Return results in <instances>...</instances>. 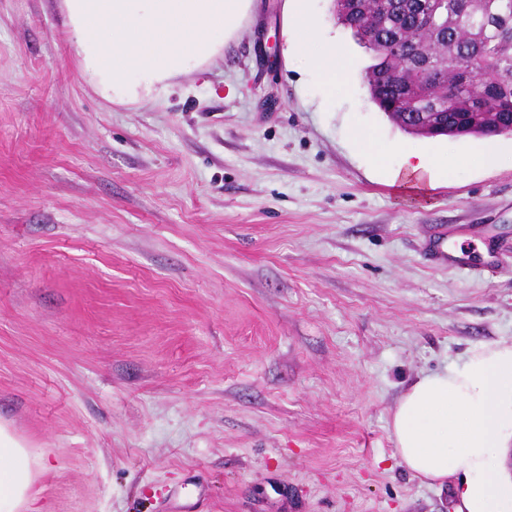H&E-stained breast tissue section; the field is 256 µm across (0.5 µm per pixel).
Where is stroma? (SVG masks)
Instances as JSON below:
<instances>
[{
  "label": "stroma",
  "mask_w": 512,
  "mask_h": 512,
  "mask_svg": "<svg viewBox=\"0 0 512 512\" xmlns=\"http://www.w3.org/2000/svg\"><path fill=\"white\" fill-rule=\"evenodd\" d=\"M309 8L349 82L254 0L223 52L117 103L61 0H0V422L45 512H452L389 423L416 377L512 342V135L404 133L332 0ZM358 126L449 175L409 188Z\"/></svg>",
  "instance_id": "stroma-1"
}]
</instances>
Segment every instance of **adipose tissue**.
I'll return each instance as SVG.
<instances>
[{
    "instance_id": "1",
    "label": "adipose tissue",
    "mask_w": 512,
    "mask_h": 512,
    "mask_svg": "<svg viewBox=\"0 0 512 512\" xmlns=\"http://www.w3.org/2000/svg\"><path fill=\"white\" fill-rule=\"evenodd\" d=\"M251 0H63L81 69L108 101L167 88L174 76L222 52ZM292 54L308 57L326 86L348 78L347 52L318 37L308 0H290ZM396 175L416 186L441 168L404 145ZM395 455L415 477L451 482L452 512H512V343L471 348L462 364L418 377L392 418ZM34 460L0 426V512H42Z\"/></svg>"
}]
</instances>
